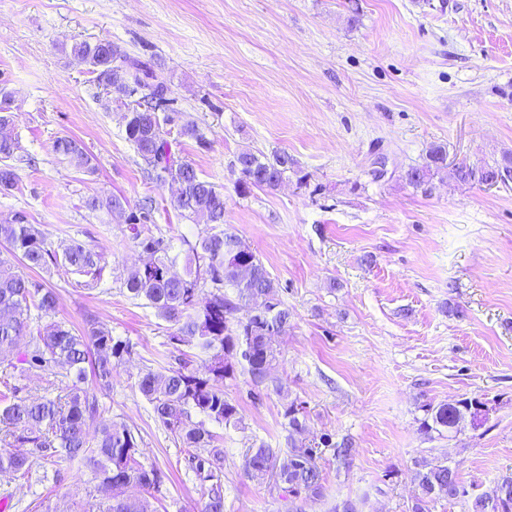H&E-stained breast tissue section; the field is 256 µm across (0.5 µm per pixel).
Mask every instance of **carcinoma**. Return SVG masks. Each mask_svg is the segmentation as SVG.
<instances>
[{"mask_svg": "<svg viewBox=\"0 0 512 512\" xmlns=\"http://www.w3.org/2000/svg\"><path fill=\"white\" fill-rule=\"evenodd\" d=\"M94 46L93 42H77L71 54L91 68L99 87L108 93H128L125 84L116 80L120 70L147 90L127 113L125 135L147 165L149 176L157 182L171 180L183 186L182 194L173 200L183 218L223 225L224 192L201 179L190 162L175 156L163 134L157 112L170 110L173 103L167 82L153 73L148 63L128 57L112 42L111 62L104 64ZM16 109L11 94H0V126L13 120ZM19 150L17 140L0 136V193L17 185L18 174L9 161ZM53 151L78 167L90 164L73 139L57 138ZM238 158L243 160L238 184L242 193L253 187L273 189L293 169V160L286 153L269 158L244 150ZM447 160L445 148L435 145L424 162L409 168L403 179L427 193L435 175L447 168ZM494 175L503 182L512 176L511 155L491 164L462 162L454 168L455 178L462 183ZM86 205L110 214L128 207V202L122 196L101 195L88 199ZM154 210V200L147 198L128 214L133 243L151 251L152 266L132 267L125 287L132 298L145 301L172 324L174 332L169 341L173 348L191 342L207 359L203 366L192 368L188 355L181 351L168 366L147 370L138 381V391L152 404L157 421L190 449L189 468L202 490L201 512H224V451L205 421L241 428L239 408L224 397L222 389L224 380L234 377L239 368L248 374L254 397L282 390L279 380L272 376L278 355L274 337L288 330L291 313L256 252L245 245L231 253L229 244L240 239L224 230L188 248L184 274L167 276V270L177 265L178 256L170 254L164 239L145 230L146 224L153 223ZM0 243L6 244L10 253L8 258L0 257V356H16L22 373L37 371L51 378V391L55 392L31 400L20 396L22 388L12 382V375L0 378V473L26 478L38 465L60 484L65 479L64 465L81 462L110 492L108 504L90 503L88 512H153L148 497L162 493L165 474L140 461L139 438L130 429L103 419L100 399V394L112 387L113 370L131 357L133 346L114 338L112 329L94 319L86 321L78 333L52 320L57 309L55 292L21 270L23 266L44 269L62 265L86 277L83 286L93 288L101 275V254L75 243L63 255H57L39 225L30 223L22 213L0 219ZM201 259L208 260L212 269V290L207 293L192 269V264ZM227 288L233 290L234 297L225 293ZM256 296L266 297L267 304L243 318L237 316L241 306L250 304ZM483 405L485 401L478 397L429 404L420 430L426 434L445 430L451 435L460 432L466 421L477 427L487 419V414L480 411ZM194 415L204 420L195 422ZM306 416L302 402L296 398L288 402L283 410L290 439L288 451L262 443L248 448L243 463L248 478L260 481L271 475L295 501L304 496L322 497L325 491L316 446L302 438ZM320 444L334 449L339 464L350 466L355 452L350 439L334 442L324 438ZM20 447L27 451H18ZM419 488L409 512H429V503L438 499L452 502L468 496L446 460L424 465ZM491 502L496 503V512H512V475L502 477L490 491L471 499L468 512H488Z\"/></svg>", "mask_w": 512, "mask_h": 512, "instance_id": "obj_1", "label": "carcinoma"}]
</instances>
